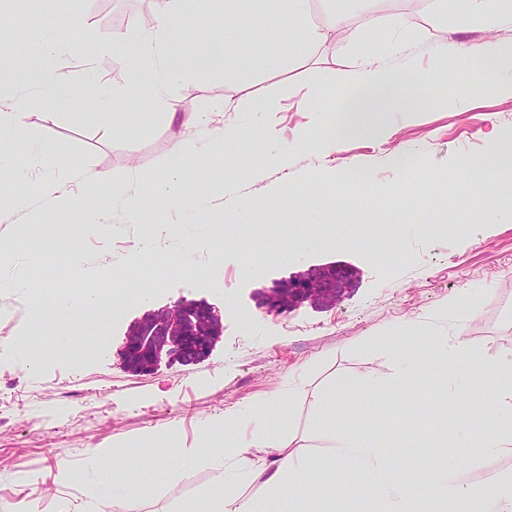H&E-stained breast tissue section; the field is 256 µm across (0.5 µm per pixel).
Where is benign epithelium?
<instances>
[{
    "label": "benign epithelium",
    "instance_id": "7a95c632",
    "mask_svg": "<svg viewBox=\"0 0 512 512\" xmlns=\"http://www.w3.org/2000/svg\"><path fill=\"white\" fill-rule=\"evenodd\" d=\"M350 278L348 270L342 267L312 268L279 282L266 296V301L270 307L283 311L306 301L334 305ZM222 330L221 317L212 308L200 303L178 302L148 314L128 328L125 357L132 368L141 371L152 368L164 352L183 362L198 361Z\"/></svg>",
    "mask_w": 512,
    "mask_h": 512
}]
</instances>
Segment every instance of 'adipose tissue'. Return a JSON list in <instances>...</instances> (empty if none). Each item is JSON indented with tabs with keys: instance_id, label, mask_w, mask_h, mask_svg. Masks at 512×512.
Returning a JSON list of instances; mask_svg holds the SVG:
<instances>
[{
	"instance_id": "1",
	"label": "adipose tissue",
	"mask_w": 512,
	"mask_h": 512,
	"mask_svg": "<svg viewBox=\"0 0 512 512\" xmlns=\"http://www.w3.org/2000/svg\"><path fill=\"white\" fill-rule=\"evenodd\" d=\"M187 2L159 0L152 23L119 40V48L129 62L127 84L122 90L105 89L96 93L92 102L96 112L110 114L124 92L144 85L148 93L133 115L135 122L147 121L161 111L175 116L177 104L170 96L171 85L181 80L189 67L202 69L206 66L204 58L191 52L194 40L206 39L216 53H222L225 40L222 31L200 20L185 23ZM307 3L308 0H283V14L289 19L291 34L278 51L283 63L302 59L309 50L340 35L347 25L346 17L329 12L323 13L318 21H304ZM434 5L436 9L451 13L460 23L478 26L484 34L480 40L440 39L436 43L438 55L469 58L499 73L501 79L494 86L495 93L512 96V47H503L492 40L496 31L512 25V0H434ZM50 28V23L45 22L34 26L29 33L30 41L39 49L32 66L35 94L8 91L0 81V170L20 180L38 178L43 201L54 212L66 216L83 210L79 190L87 185L110 188L129 212H136L143 182L139 171H130L117 179L82 167L70 173L73 187L67 190L51 176L53 160L42 147H32L28 166L14 164L10 144L25 130L30 111L54 101L67 90L59 62L69 44L76 39L91 38L77 19L72 21L69 35L49 37ZM331 82L346 87L347 93L328 127L317 136L321 149L328 154L369 129L376 136H386V129L370 128L371 114L410 112L417 100L416 82L392 77L384 62L373 56L359 58L350 70L332 75ZM195 150L194 143L178 141L161 162L159 175L151 181L153 193L161 202L186 203L182 162ZM496 378V390L488 401L499 415L488 424L480 442L483 452L492 457L512 449L511 351L499 357ZM352 400L353 392L346 384L329 393L311 395L310 403L319 411L322 426L335 449L328 461L279 455L282 435L267 424L261 406L226 410L224 459L230 462L234 474L218 481L209 497L207 512H297L299 500L334 491L337 482L358 478L381 499L382 512H512V488L459 483L449 476L447 469L434 468L429 460L424 463L425 475L397 473L388 458L352 423L349 413ZM255 448L270 449L275 454L274 459L255 458L251 454ZM245 471L261 479L263 494L248 495L241 490L236 476ZM91 486L92 512H131L132 504L142 492L138 474L124 465L110 473L99 472Z\"/></svg>"
}]
</instances>
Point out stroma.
Instances as JSON below:
<instances>
[{
	"label": "stroma",
	"mask_w": 512,
	"mask_h": 512,
	"mask_svg": "<svg viewBox=\"0 0 512 512\" xmlns=\"http://www.w3.org/2000/svg\"><path fill=\"white\" fill-rule=\"evenodd\" d=\"M154 0H0L10 22L0 46L8 55L12 88L31 84L28 63L38 54L26 41L29 26L51 18L67 32L81 18L97 38L110 42L145 27ZM277 0H240L237 8L244 41L276 48L287 39V24L275 23ZM385 13L402 15L407 52H389L386 33L368 40L341 37L310 51L305 62L262 68L244 78L224 73L223 59L190 74L171 89L177 120L158 114L150 120L113 127V116L94 112L81 87L124 84L126 62L104 57L97 70L83 74L72 47L61 63L71 94L31 115L27 139L15 144L24 155L28 140L52 154L60 177L93 166L121 177L130 168L153 175L176 140L196 136L194 115L224 98L273 104L269 118L280 157L262 142L240 144L221 163L209 161L199 145L184 162L192 208L158 202L143 190L137 218L122 200L94 186L81 190L89 206L109 210L110 224L93 229L81 216L41 212L35 181L0 176V190L28 197L33 206L17 212L0 200V512H14L23 497L39 499L43 512L67 501L69 512H90L88 489L55 482L61 462L94 467L93 449L119 444L126 465L139 472L143 493L133 512H175L187 500H204L224 470L215 457L175 462L171 469L144 468L147 455L164 452L167 432L182 444L207 436L208 447L224 445L223 430L206 424L225 410L260 404L268 423L288 439L290 451L325 458L333 450L320 418L298 390L328 391L349 383L355 391L363 431L393 466L413 472L426 445L420 425L433 427L450 449L448 469L463 483H512V453L488 458L479 447H457L460 425L478 435L487 426L471 410V397L496 387L501 352L512 350V222L488 223V204L471 160L494 143L512 140V98L494 95V74L467 58H441L439 38L469 40L478 31L447 19L431 25L430 0H392ZM376 54L399 78L414 77L424 87L415 113L388 112L380 121L388 138L360 137L336 153L303 144L299 134L315 124L316 110L336 108L340 88L328 85L331 69H346L357 57ZM309 95L312 111L297 110L296 91ZM368 171L373 191L350 197L347 185ZM254 200L249 223H234L236 198ZM371 224L395 233V248L367 236ZM72 237L76 250L52 256L35 247V236ZM164 260L185 274L157 286L136 287L129 276L151 239ZM343 266L352 279L339 302H310L278 314L261 305L275 282L308 269ZM84 290L110 287L132 292L108 314L88 313L70 327L61 315L59 286ZM214 308L223 332L204 358L185 363L162 355L145 372L127 363L123 346L128 327L148 313L179 301ZM466 323L476 353L432 365L442 338ZM74 330L71 348L61 352L59 337ZM429 361L427 373L396 380L402 356ZM462 378L465 397L442 398L445 378ZM377 389H370V382ZM280 400L266 404L268 395ZM30 477V485L19 480ZM302 512H377L369 491L353 495L337 484L332 496L302 502Z\"/></svg>",
	"instance_id": "35a3bbf8"
}]
</instances>
